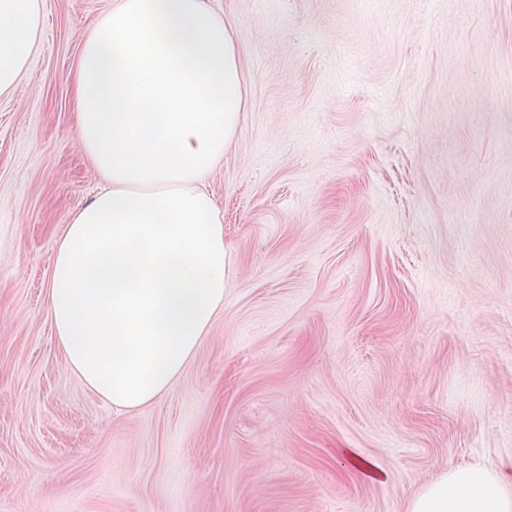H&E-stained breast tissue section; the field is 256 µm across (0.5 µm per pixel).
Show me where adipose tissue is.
Instances as JSON below:
<instances>
[{
  "mask_svg": "<svg viewBox=\"0 0 512 512\" xmlns=\"http://www.w3.org/2000/svg\"><path fill=\"white\" fill-rule=\"evenodd\" d=\"M40 0H0V95ZM76 142L103 186L70 218L47 309L67 367L113 408L166 392L224 307L230 256L206 180L246 110L234 29L210 0H114L83 39ZM406 512H512V461L449 467Z\"/></svg>",
  "mask_w": 512,
  "mask_h": 512,
  "instance_id": "adipose-tissue-1",
  "label": "adipose tissue"
}]
</instances>
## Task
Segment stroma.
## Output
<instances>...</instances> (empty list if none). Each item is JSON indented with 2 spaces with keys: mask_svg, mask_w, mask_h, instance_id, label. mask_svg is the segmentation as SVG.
I'll use <instances>...</instances> for the list:
<instances>
[{
  "mask_svg": "<svg viewBox=\"0 0 512 512\" xmlns=\"http://www.w3.org/2000/svg\"><path fill=\"white\" fill-rule=\"evenodd\" d=\"M112 2L41 0L0 96V512H406L448 466L512 458V0H214L248 79L208 181L224 310L131 412L47 311L100 185L70 74ZM341 454L355 469L361 472L364 477L376 481H384V479L387 478V475L374 463L357 455L353 451L345 449Z\"/></svg>",
  "mask_w": 512,
  "mask_h": 512,
  "instance_id": "1",
  "label": "stroma"
}]
</instances>
